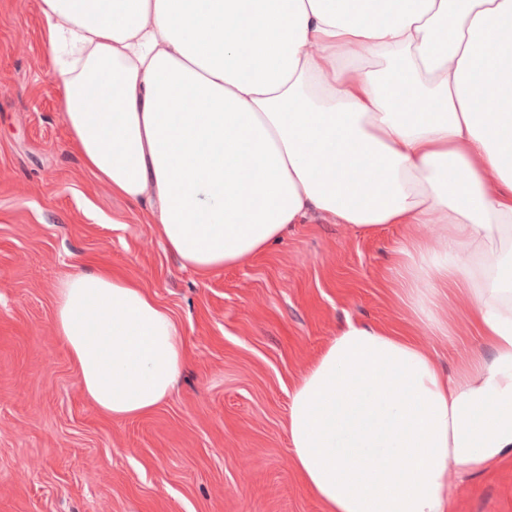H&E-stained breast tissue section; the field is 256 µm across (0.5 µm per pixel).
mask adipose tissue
I'll return each instance as SVG.
<instances>
[{"label":"adipose tissue","instance_id":"ef3b65f1","mask_svg":"<svg viewBox=\"0 0 512 512\" xmlns=\"http://www.w3.org/2000/svg\"><path fill=\"white\" fill-rule=\"evenodd\" d=\"M63 117L85 166L142 205L200 277L293 224L404 229L406 301L430 330L455 286L484 339L444 373L414 337L341 327L296 384L292 464L325 512H452L449 466L512 457V0H43ZM405 64L394 98L367 58ZM55 332L82 390L145 415L186 361L172 312L128 278L81 270Z\"/></svg>","mask_w":512,"mask_h":512}]
</instances>
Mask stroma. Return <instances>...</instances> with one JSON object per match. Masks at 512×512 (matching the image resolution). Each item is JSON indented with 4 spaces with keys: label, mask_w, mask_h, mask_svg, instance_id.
I'll list each match as a JSON object with an SVG mask.
<instances>
[{
    "label": "stroma",
    "mask_w": 512,
    "mask_h": 512,
    "mask_svg": "<svg viewBox=\"0 0 512 512\" xmlns=\"http://www.w3.org/2000/svg\"><path fill=\"white\" fill-rule=\"evenodd\" d=\"M42 8L0 0V512H324L291 462L295 384L349 319L416 337L455 371L483 345L467 297L442 305L453 336L415 318L397 224H296L210 277L182 268L71 145ZM88 266L139 281L182 327V374L146 415L102 412L54 331L58 283ZM450 480L454 512H512V458Z\"/></svg>",
    "instance_id": "1"
}]
</instances>
